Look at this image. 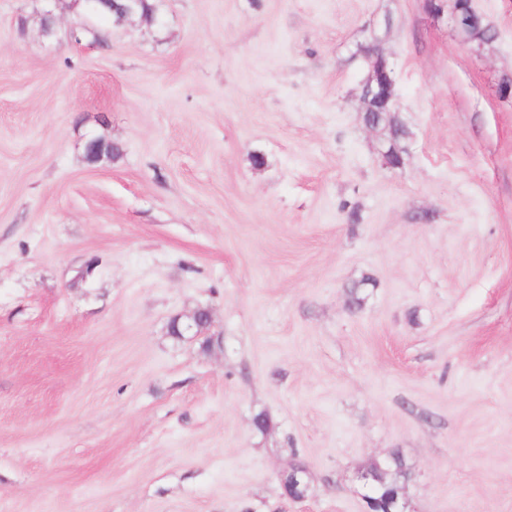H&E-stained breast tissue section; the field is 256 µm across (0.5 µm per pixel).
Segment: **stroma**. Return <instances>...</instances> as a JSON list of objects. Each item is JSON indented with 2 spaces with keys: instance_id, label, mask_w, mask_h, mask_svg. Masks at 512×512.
I'll use <instances>...</instances> for the list:
<instances>
[{
  "instance_id": "35a3bbf8",
  "label": "stroma",
  "mask_w": 512,
  "mask_h": 512,
  "mask_svg": "<svg viewBox=\"0 0 512 512\" xmlns=\"http://www.w3.org/2000/svg\"><path fill=\"white\" fill-rule=\"evenodd\" d=\"M41 2L0 0V512H365L395 453L412 512H512V0L481 57L452 0H152L99 43ZM394 85L393 68L381 51L376 60L370 63L369 71L362 84L363 111L375 112L372 101L381 99L386 112H396L394 110ZM373 115L372 119L378 121L376 131L382 132L387 150L399 152L401 157L404 152L401 142L407 139L409 132L402 123H391L385 115ZM364 471H368L372 475H381L387 483L401 482L399 479H404L405 475L410 476V470L402 458L395 455L390 460L373 461ZM302 473L299 476L298 473ZM288 479V488L286 487V480ZM282 486L285 495L291 500H302L307 497L308 483L307 471L300 469H292V467L282 477Z\"/></svg>"
}]
</instances>
